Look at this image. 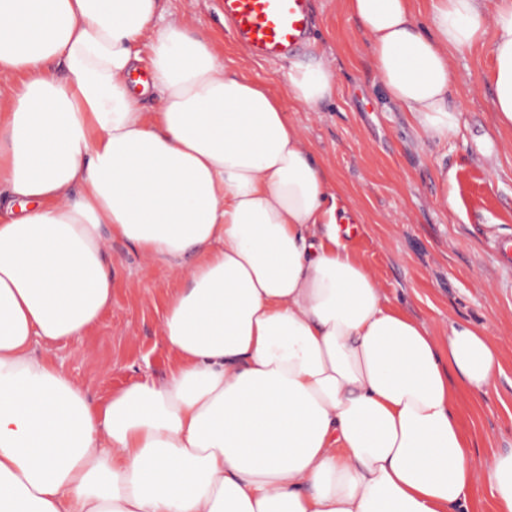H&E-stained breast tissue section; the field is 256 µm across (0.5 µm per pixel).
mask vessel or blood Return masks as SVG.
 I'll return each instance as SVG.
<instances>
[{
    "label": "vessel or blood",
    "instance_id": "obj_1",
    "mask_svg": "<svg viewBox=\"0 0 512 512\" xmlns=\"http://www.w3.org/2000/svg\"><path fill=\"white\" fill-rule=\"evenodd\" d=\"M236 40L255 57L289 56L308 37L313 0H222Z\"/></svg>",
    "mask_w": 512,
    "mask_h": 512
}]
</instances>
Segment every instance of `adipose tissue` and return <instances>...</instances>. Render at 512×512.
<instances>
[{
    "instance_id": "ef3b65f1",
    "label": "adipose tissue",
    "mask_w": 512,
    "mask_h": 512,
    "mask_svg": "<svg viewBox=\"0 0 512 512\" xmlns=\"http://www.w3.org/2000/svg\"><path fill=\"white\" fill-rule=\"evenodd\" d=\"M345 2L428 139L485 40L512 129V0ZM191 28L160 0H0V512H463L480 482L512 512V453L476 471L457 414L497 345L394 307L301 126ZM336 86L323 55L288 66L301 106ZM107 232L171 280L176 361L97 404L48 352L112 306Z\"/></svg>"
}]
</instances>
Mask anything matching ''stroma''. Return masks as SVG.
I'll return each instance as SVG.
<instances>
[{"label": "stroma", "mask_w": 512, "mask_h": 512, "mask_svg": "<svg viewBox=\"0 0 512 512\" xmlns=\"http://www.w3.org/2000/svg\"><path fill=\"white\" fill-rule=\"evenodd\" d=\"M215 41L227 67L264 84L301 124L320 162L336 176L339 204L355 219L347 244L394 306L447 343L451 324L495 336L501 368L486 392H461L458 412L472 439L471 462L512 451V131L500 130L486 76L489 44L452 61L460 110L447 140L424 138L409 113L383 93L367 39L343 0H314L315 25L297 58L322 52L338 75L333 100L308 110L288 94L287 61L255 59L226 24L221 0H164ZM454 204H447V197ZM112 307L51 359L89 399L106 402L133 381L162 378L174 363L160 334L169 281L119 239H106Z\"/></svg>", "instance_id": "stroma-1"}]
</instances>
